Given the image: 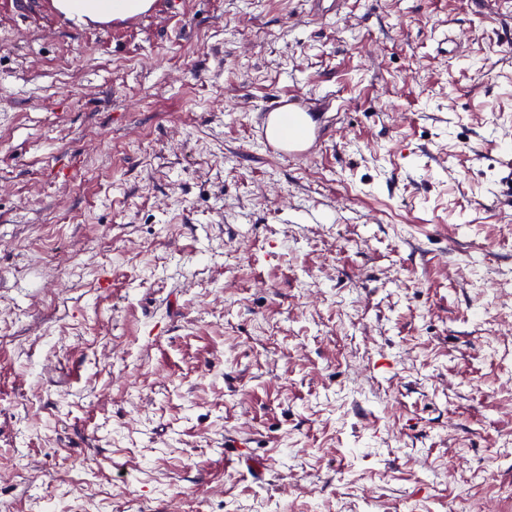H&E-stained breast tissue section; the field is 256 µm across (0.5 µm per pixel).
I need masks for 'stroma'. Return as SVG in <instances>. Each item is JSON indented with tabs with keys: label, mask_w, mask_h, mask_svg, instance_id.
Returning a JSON list of instances; mask_svg holds the SVG:
<instances>
[{
	"label": "stroma",
	"mask_w": 512,
	"mask_h": 512,
	"mask_svg": "<svg viewBox=\"0 0 512 512\" xmlns=\"http://www.w3.org/2000/svg\"><path fill=\"white\" fill-rule=\"evenodd\" d=\"M53 2L0 0V512H512V0ZM56 9L68 18L95 23L146 11L151 0H54ZM292 97L287 100L279 99L275 105L264 112L263 127L260 132V143L267 154L275 157H308L312 153L313 132L305 123L307 115L300 107L292 106ZM288 121L293 131L286 133L288 137L276 133V129Z\"/></svg>",
	"instance_id": "1"
}]
</instances>
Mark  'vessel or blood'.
Returning <instances> with one entry per match:
<instances>
[{"mask_svg": "<svg viewBox=\"0 0 512 512\" xmlns=\"http://www.w3.org/2000/svg\"><path fill=\"white\" fill-rule=\"evenodd\" d=\"M307 113L294 106L292 100H278L264 113L260 143L267 154L275 157H307L312 153L313 135L305 121ZM289 124L291 133L279 135L277 129Z\"/></svg>", "mask_w": 512, "mask_h": 512, "instance_id": "obj_1", "label": "vessel or blood"}]
</instances>
